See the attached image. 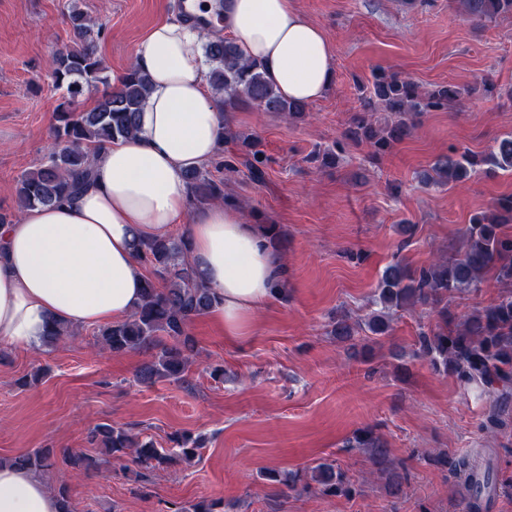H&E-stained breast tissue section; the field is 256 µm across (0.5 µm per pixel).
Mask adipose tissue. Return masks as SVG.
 Returning <instances> with one entry per match:
<instances>
[{
  "label": "adipose tissue",
  "instance_id": "adipose-tissue-1",
  "mask_svg": "<svg viewBox=\"0 0 512 512\" xmlns=\"http://www.w3.org/2000/svg\"><path fill=\"white\" fill-rule=\"evenodd\" d=\"M215 24L167 19L137 45L134 66L151 89L134 137L93 154L90 184L73 199L25 212L0 226V338L40 346L51 327L121 319L139 304L140 246L183 224L200 282L218 296L211 317L225 335L244 336L271 296L281 263L257 225L231 204L192 209L188 171L217 156L219 101L204 74V46L230 34L289 99H320L335 79L322 28L292 0H196ZM0 512H60L47 483L0 463Z\"/></svg>",
  "mask_w": 512,
  "mask_h": 512
}]
</instances>
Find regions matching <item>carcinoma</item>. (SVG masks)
Segmentation results:
<instances>
[{
    "label": "carcinoma",
    "mask_w": 512,
    "mask_h": 512,
    "mask_svg": "<svg viewBox=\"0 0 512 512\" xmlns=\"http://www.w3.org/2000/svg\"><path fill=\"white\" fill-rule=\"evenodd\" d=\"M463 6L467 17L479 21L512 13V0H463ZM69 18L75 40L57 50L52 67L53 86L62 90L64 102L56 113L47 161L18 180L17 206L21 213L37 205L66 201L85 188L92 178V150L103 142L126 139L137 132V114L149 90L147 74L133 67L116 85H111L98 53L102 26L75 4L69 6ZM205 54L208 84L218 96L223 112L256 106L290 120L307 116V103L285 98L257 64L242 56L235 42L218 37L206 45ZM98 83L108 89L98 97L93 109L81 108L79 97ZM357 89L360 110L343 133L344 144L313 156L324 166L338 162L346 145H366L378 157L407 138L419 116L446 111L466 97L504 94L512 98L511 89L504 92L489 81L467 87L442 84L426 89L398 73L385 72L375 74L369 87L357 83ZM219 136L220 143L235 145L218 161L219 167L235 173L242 165L254 180L264 178L267 158L255 137L235 133L228 120L221 123ZM498 169H512V135L495 140L480 154L449 148L448 154L434 163L432 182L453 186L474 175H492ZM187 180L191 205L195 207L231 201L224 193L222 178L215 179L206 171L195 169L187 174ZM505 224H512V197L471 217L461 255L440 257L419 269L401 261L389 264L381 275L374 309L357 319L345 311L336 312L331 316L330 335L354 348L361 333L379 339L390 333L399 312L427 307L437 313L439 321L419 333L416 356L427 359L436 372L455 377L467 392L481 397L494 392L511 393L512 235L503 232ZM138 261L150 271L144 279L141 303L127 318L100 331L102 344L113 354L152 351V360L139 372L143 383L156 378L180 382L198 353L190 326L207 314L218 298L197 280L183 237H158L145 242L139 249ZM488 272L502 288L497 300L469 315L452 314L448 301L457 294L480 290ZM89 440L105 449L112 459L121 461L131 456L150 472L163 471L180 461L189 462L199 450L195 444L188 445V438L174 436L172 441L179 449L175 456L151 439L140 441L129 431L107 423L95 426ZM344 448L347 452L365 450L377 471L384 475L389 492H404L409 470L405 464L393 462L380 436L371 430H360L345 441ZM52 457V451L44 448L10 462L38 473L53 467ZM425 459L431 465L450 468L463 481L469 493L468 512H478L479 501L497 491V476L489 464L481 468L467 455L452 459L442 451H429ZM64 461L80 471L98 465L93 456L77 452L67 454ZM264 477L295 492L314 488L327 496L350 497L356 493L351 476L329 459H320L304 471L269 469ZM221 506L219 500H200L175 503L170 512H221Z\"/></svg>",
    "instance_id": "1"
}]
</instances>
